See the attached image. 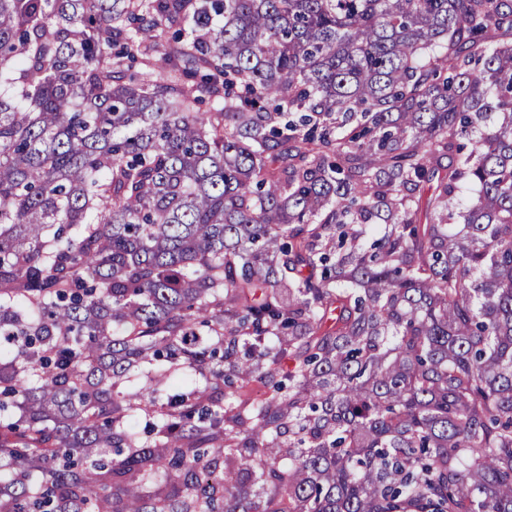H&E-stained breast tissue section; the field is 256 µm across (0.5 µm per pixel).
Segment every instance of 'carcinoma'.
<instances>
[{
  "instance_id": "cac0c4a2",
  "label": "carcinoma",
  "mask_w": 512,
  "mask_h": 512,
  "mask_svg": "<svg viewBox=\"0 0 512 512\" xmlns=\"http://www.w3.org/2000/svg\"><path fill=\"white\" fill-rule=\"evenodd\" d=\"M0 512H512V0H0Z\"/></svg>"
}]
</instances>
